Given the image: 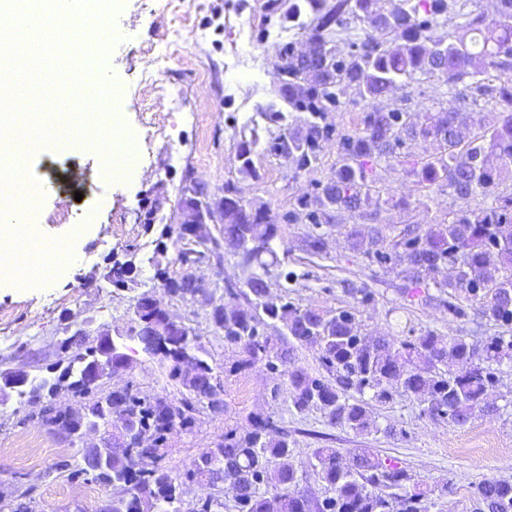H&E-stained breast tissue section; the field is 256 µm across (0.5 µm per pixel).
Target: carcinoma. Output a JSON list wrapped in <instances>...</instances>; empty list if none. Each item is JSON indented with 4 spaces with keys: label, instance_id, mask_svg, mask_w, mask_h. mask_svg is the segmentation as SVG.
<instances>
[{
    "label": "carcinoma",
    "instance_id": "cac0c4a2",
    "mask_svg": "<svg viewBox=\"0 0 512 512\" xmlns=\"http://www.w3.org/2000/svg\"><path fill=\"white\" fill-rule=\"evenodd\" d=\"M310 12L313 19L302 20ZM461 18L453 31L438 33L448 14ZM286 18L302 30L313 49L306 60L298 59L287 44L276 56L279 70L280 108L270 106L259 116L278 127L270 132L269 150L288 165L293 176L314 172L324 146L336 141V170L325 182H314V192L295 200L292 208L276 216L269 204L250 202L235 182L224 183V223L218 235L197 239L180 224L164 225L161 236L195 243L206 250L183 249L180 262L194 263L206 253L219 255L220 238L234 235L243 241L237 265L248 273L243 282L224 283V297L210 307L214 326L224 332V346L238 351L242 370L258 361L270 368L284 367L289 380V400L298 414L319 411L333 426L347 427L358 435L379 431L370 402L387 404L394 395L413 398L422 412L455 425L467 424L476 414H489L495 407L487 400V388L496 378V368L512 360V192L500 190L512 181V0H495L486 14L466 10L458 0H395L381 8L378 0H288ZM367 20L370 30L349 43L343 52L336 34ZM489 70L503 82L499 120L484 128L476 113L455 108L413 114L386 110L379 100L395 90H404L415 76L444 79L454 89ZM351 96L366 103L362 128L339 132L326 122L338 111L340 98ZM305 112L302 129L284 124L286 113ZM436 145V152L420 160H403L399 149L405 140ZM259 144L256 130L241 134L236 146L239 172L245 179L258 178L252 155ZM401 160L426 188L448 190L455 208L448 219L425 227L406 224L392 227L386 236L373 227L364 233L347 227L345 216H370L369 207L399 206L390 190L379 186L380 163ZM289 224L327 225L345 235L348 248L381 266L400 268L398 293L414 301H435L456 318L475 310L481 318L507 328L483 343H470L457 336L443 337L432 331L397 339L361 335V322L354 310L340 307L322 310L300 307L284 298H269L271 277L285 284L297 280L293 271L272 273L281 267L273 246L278 220ZM327 232H310L307 251L320 255L328 248ZM129 259L107 263L101 276L117 288L135 283L131 276L136 249L127 248ZM271 261H266L265 257ZM154 287L193 303L199 302L195 275L185 271L170 276L159 269ZM435 293H429V290ZM165 324L168 335H155ZM127 338L141 345L144 353L159 356L169 366V377L185 394L178 400L165 396H141L131 389L112 394L122 400L138 431L148 435L152 448L139 443L112 442V446L86 448L83 472L118 489L100 512H181L183 482L163 465L158 454L166 435L195 425L196 404L209 393H221L214 368L204 358L205 350L190 328L165 321L161 300L144 293L137 298ZM314 348L334 382L326 383L295 365L293 343ZM66 366L49 379L32 376L20 386L14 372H0V392L16 394L35 403L57 391L88 396L97 387L90 372L104 361L106 353L117 366L128 355L102 336L95 346L84 337L70 334L61 344ZM192 358L199 373L187 379L182 360ZM462 366L452 373L448 367ZM294 451L288 430L271 417L255 415L242 431L230 430L224 442L203 452L186 478L208 483L219 470L240 475L242 491L234 499L237 512H427L423 490H407L411 475L404 468L382 461L368 448L350 459L338 448L313 450L309 468L325 485L320 498L301 487L306 475L293 463ZM473 512H512V482L489 480L472 493Z\"/></svg>",
    "mask_w": 512,
    "mask_h": 512
}]
</instances>
